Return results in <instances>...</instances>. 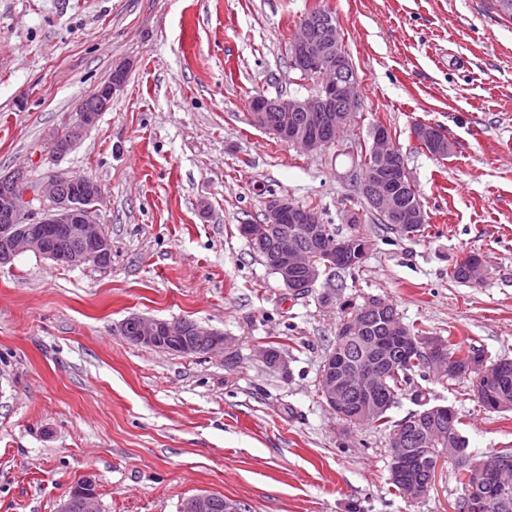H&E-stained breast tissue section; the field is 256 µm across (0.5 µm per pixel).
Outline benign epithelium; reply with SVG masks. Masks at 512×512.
<instances>
[{
	"label": "benign epithelium",
	"mask_w": 512,
	"mask_h": 512,
	"mask_svg": "<svg viewBox=\"0 0 512 512\" xmlns=\"http://www.w3.org/2000/svg\"><path fill=\"white\" fill-rule=\"evenodd\" d=\"M291 64L304 76L318 77V89L302 98L285 102L264 95L253 97L249 103L251 124L271 132L275 137L296 144L308 151H317L329 145L326 135L349 125L356 117L359 101L356 95L357 78L347 71L349 59L344 39L336 24L326 22L320 35H315L310 24H298L291 39ZM124 85L121 74H114L96 92L90 104L83 107L79 120L64 138L53 143V152L62 155L70 151L79 139L81 129L94 124L107 111L112 98ZM287 106L290 112H301L307 126L300 129L277 127L270 113ZM412 135L418 143L432 141L436 151L446 153L451 141L442 130L417 124ZM372 151L379 172L387 178L367 180L363 192L389 224H424L426 213L417 206L400 203L389 178L405 183L406 168L399 165L398 151L392 145L391 134L385 127H376L372 133ZM102 200L100 185L86 176H72L65 172L52 175L42 185L25 181L23 173L12 171L0 177V266L7 265L25 252H33L67 267H109L111 243L98 219V204ZM40 202L34 208V202ZM288 224V236L273 238L274 224ZM241 233L250 241L267 242L268 265L277 273L288 290L295 294L307 291L318 280L321 267L311 253L299 248L303 240L312 250H323L331 257L343 260L351 256L360 260L367 256L370 243L365 238H337L328 226L302 206L291 200L271 196L266 201L264 220L259 224H245ZM61 235L80 243L77 250L58 252L49 245L50 236ZM457 266L463 269L469 283L482 281L483 258L475 253L460 257ZM305 275L297 276V271ZM378 322L379 335L366 339L373 322ZM126 322L134 325L135 333L128 340L148 348H161L177 355H197V344H206L205 353L222 355L232 348V340L220 331L206 328L188 320H164L133 315ZM339 334L349 340L364 343V355L353 364L344 348L332 352L320 368L319 394L333 414L341 421L368 418L386 408L378 394L386 370L394 356L390 345L397 344L403 351L402 361L426 358L432 372L448 375L457 372L455 359L448 355V347L441 338H421L409 334L398 316L387 311L386 302L376 298L366 302L359 312L345 317ZM260 361L282 373L288 372L287 360L268 347L259 351ZM508 368L502 361L492 371L483 359L472 361L465 371L477 372L484 378L479 393L489 401V408L499 409L491 386ZM455 418L450 406H432L413 413L402 422L393 437L396 447L390 454V479L397 482L405 498L415 501L429 492L436 468L441 459L456 455L448 447V431ZM480 473L479 484L466 496L468 512H488L492 494L512 492V454L500 453L474 463ZM191 512H214L215 502L210 493H197L185 500ZM58 512H100L97 483L87 475L69 492Z\"/></svg>",
	"instance_id": "7a95c632"
}]
</instances>
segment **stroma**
Segmentation results:
<instances>
[{"label": "stroma", "instance_id": "1", "mask_svg": "<svg viewBox=\"0 0 512 512\" xmlns=\"http://www.w3.org/2000/svg\"><path fill=\"white\" fill-rule=\"evenodd\" d=\"M318 5L338 19L360 107L310 153L253 126L248 102L307 95L286 47ZM119 67L110 109L51 156ZM0 121V173L96 179L112 240L105 270L32 253L0 267V512H57L88 474L101 512H179L202 491L242 512H458L451 461L408 502L389 480L391 429L335 418L319 373L345 305L371 297L512 359V19L493 0H0ZM379 123L428 215L418 235L352 191ZM418 123L447 133V158L413 138ZM274 194L365 236L361 267L289 292L239 231ZM468 252L486 260L476 286L448 277ZM135 314L224 332L238 364L132 344ZM270 345L287 372L256 358ZM419 386L455 409L475 458L512 450V410H486L469 380Z\"/></svg>", "mask_w": 512, "mask_h": 512}]
</instances>
